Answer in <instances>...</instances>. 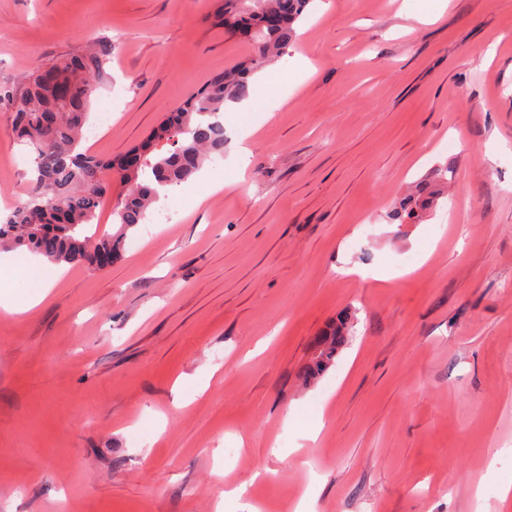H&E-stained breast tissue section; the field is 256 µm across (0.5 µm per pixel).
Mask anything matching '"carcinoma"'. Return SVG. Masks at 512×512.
<instances>
[{"instance_id": "cac0c4a2", "label": "carcinoma", "mask_w": 512, "mask_h": 512, "mask_svg": "<svg viewBox=\"0 0 512 512\" xmlns=\"http://www.w3.org/2000/svg\"><path fill=\"white\" fill-rule=\"evenodd\" d=\"M221 2L219 23L248 35L258 53L237 69L214 75L152 128L132 149L142 156L137 166L121 167L79 150L89 104L107 76L109 40L90 42L22 77L20 87L0 91L17 140L32 155L34 173L29 200L0 224V250L25 247L53 263L101 270L118 257L121 236L96 238L88 231L102 199L112 192V176L127 191L117 213L125 231L144 223L168 186L188 180L206 161L224 154L217 115L226 102L247 96L249 73L286 54L309 0ZM437 196L429 185L420 188L418 196L403 203L404 217H417ZM351 336L352 320L342 315L314 341L303 379L319 378Z\"/></svg>"}]
</instances>
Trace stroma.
Wrapping results in <instances>:
<instances>
[{
  "label": "stroma",
  "mask_w": 512,
  "mask_h": 512,
  "mask_svg": "<svg viewBox=\"0 0 512 512\" xmlns=\"http://www.w3.org/2000/svg\"><path fill=\"white\" fill-rule=\"evenodd\" d=\"M312 0L224 165L102 271L9 251L0 512H512V0ZM217 0H0V87L112 43L114 159L255 52ZM493 57H486V49ZM304 56L312 75L280 103ZM251 148L248 164L236 144ZM0 106V219L30 165ZM435 207L394 219L424 180ZM390 275L336 271L341 258ZM353 336L303 384L342 313ZM325 425L316 441L306 432ZM14 271L11 269H3L0 266V307L7 313H18L25 311L39 304L46 297L48 289L42 293L29 297L27 299L18 300L9 291L8 282L12 278Z\"/></svg>",
  "instance_id": "obj_1"
}]
</instances>
